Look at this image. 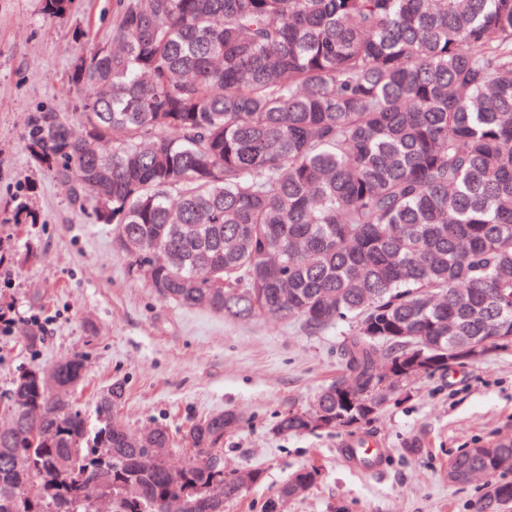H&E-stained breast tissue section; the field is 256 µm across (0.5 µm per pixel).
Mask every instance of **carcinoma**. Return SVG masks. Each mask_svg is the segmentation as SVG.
Returning <instances> with one entry per match:
<instances>
[{
    "mask_svg": "<svg viewBox=\"0 0 512 512\" xmlns=\"http://www.w3.org/2000/svg\"><path fill=\"white\" fill-rule=\"evenodd\" d=\"M78 124L39 113L33 158L95 221L116 225L129 272L162 299L247 320L264 312L310 335L346 323L347 376L273 432L371 420L410 379L512 350V0H115L112 36L73 58ZM79 356L24 370L0 431V512H224L263 479L224 470L216 413L144 445L73 405ZM350 389L351 403L336 397ZM487 477L478 512H512V443L468 448L448 483ZM316 470L297 471L283 512ZM38 478V489L27 485Z\"/></svg>",
    "mask_w": 512,
    "mask_h": 512,
    "instance_id": "cac0c4a2",
    "label": "carcinoma"
}]
</instances>
